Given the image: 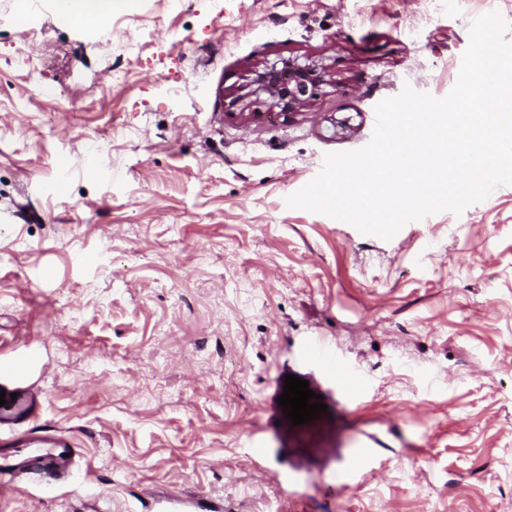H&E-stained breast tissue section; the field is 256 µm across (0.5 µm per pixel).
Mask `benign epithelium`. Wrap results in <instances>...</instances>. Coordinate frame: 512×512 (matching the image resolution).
Masks as SVG:
<instances>
[{
	"label": "benign epithelium",
	"instance_id": "obj_1",
	"mask_svg": "<svg viewBox=\"0 0 512 512\" xmlns=\"http://www.w3.org/2000/svg\"><path fill=\"white\" fill-rule=\"evenodd\" d=\"M330 82L332 73L327 65L315 60L301 64L288 58L279 66L252 70L243 97L253 96L271 108L294 109L305 106L318 87Z\"/></svg>",
	"mask_w": 512,
	"mask_h": 512
}]
</instances>
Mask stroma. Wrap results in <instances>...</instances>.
<instances>
[{"instance_id":"obj_1","label":"stroma","mask_w":512,"mask_h":512,"mask_svg":"<svg viewBox=\"0 0 512 512\" xmlns=\"http://www.w3.org/2000/svg\"><path fill=\"white\" fill-rule=\"evenodd\" d=\"M493 10L512 22V0H130L105 24L0 0V388L23 405L0 512H512V185L388 241L285 204L379 101L447 96ZM288 57L331 83L292 114L237 102ZM289 374L327 406L302 425ZM41 432L71 449L50 486ZM310 353L318 360L327 364L330 370L336 373V380L342 385L344 391L349 396H359L362 391L359 382L343 364L335 360L324 342L315 340L310 347Z\"/></svg>"}]
</instances>
